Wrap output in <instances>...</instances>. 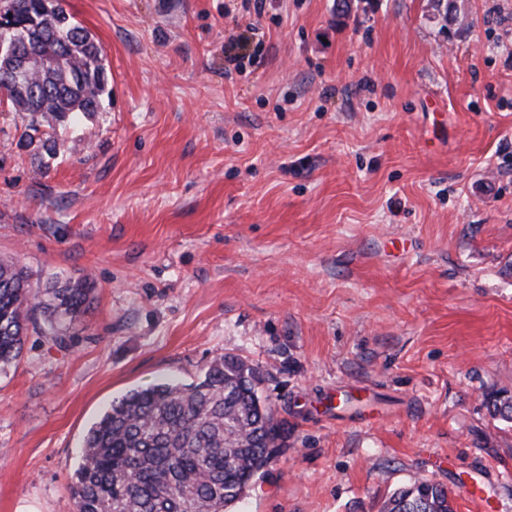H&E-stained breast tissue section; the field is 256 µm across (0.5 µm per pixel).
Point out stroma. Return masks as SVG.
<instances>
[{
    "instance_id": "obj_1",
    "label": "stroma",
    "mask_w": 512,
    "mask_h": 512,
    "mask_svg": "<svg viewBox=\"0 0 512 512\" xmlns=\"http://www.w3.org/2000/svg\"><path fill=\"white\" fill-rule=\"evenodd\" d=\"M64 0L103 111L0 97V258L89 277L61 349L0 371V512H73L113 400L257 365L285 445L235 512H379L424 478L512 512V0ZM262 43L233 68L224 39ZM54 153H47V146ZM504 393L507 391L501 389L488 394L485 399L486 407L491 417L505 423H512V398L503 397Z\"/></svg>"
}]
</instances>
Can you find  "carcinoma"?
I'll list each match as a JSON object with an SVG mask.
<instances>
[{
    "label": "carcinoma",
    "mask_w": 512,
    "mask_h": 512,
    "mask_svg": "<svg viewBox=\"0 0 512 512\" xmlns=\"http://www.w3.org/2000/svg\"><path fill=\"white\" fill-rule=\"evenodd\" d=\"M14 37L25 45L28 71L21 87L0 82V94L17 112L56 124L102 111L108 86L99 42L73 21L61 0H0ZM442 22L457 20L456 0H434ZM58 54L45 75L37 63ZM79 79L68 82L69 73ZM88 279L57 280L44 299L28 288L19 260L0 261V370L23 352L38 316L64 347L68 325L90 304ZM262 382L254 365L232 355L214 357L203 379L185 385L160 382L134 389L88 429L71 485L76 512H227L248 495L282 444L281 423L255 396ZM501 389L486 396L491 417L512 423V398ZM381 512H454L453 492L425 479L394 491Z\"/></svg>",
    "instance_id": "obj_1"
}]
</instances>
